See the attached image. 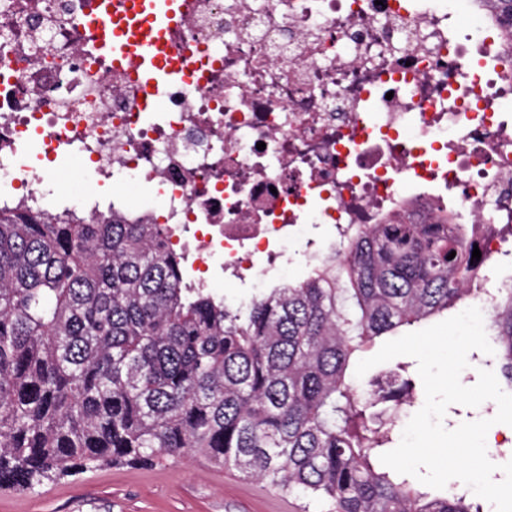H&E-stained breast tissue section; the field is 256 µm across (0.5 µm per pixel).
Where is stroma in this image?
Segmentation results:
<instances>
[{"instance_id": "1", "label": "stroma", "mask_w": 512, "mask_h": 512, "mask_svg": "<svg viewBox=\"0 0 512 512\" xmlns=\"http://www.w3.org/2000/svg\"><path fill=\"white\" fill-rule=\"evenodd\" d=\"M288 256V266L280 272L259 256L242 277L216 273L214 289L236 303L251 298L258 282L280 285L304 278L307 259L299 254L296 240H289ZM0 512H325V507L193 456L152 467L86 471L31 491L0 490Z\"/></svg>"}]
</instances>
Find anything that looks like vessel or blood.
I'll return each mask as SVG.
<instances>
[{
  "label": "vessel or blood",
  "instance_id": "b4317fda",
  "mask_svg": "<svg viewBox=\"0 0 512 512\" xmlns=\"http://www.w3.org/2000/svg\"><path fill=\"white\" fill-rule=\"evenodd\" d=\"M97 5L89 18L97 46L111 51L115 64L139 66L146 87L154 88L172 32L192 15L195 0H97Z\"/></svg>",
  "mask_w": 512,
  "mask_h": 512
}]
</instances>
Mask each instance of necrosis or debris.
<instances>
[{"label":"necrosis or debris","instance_id":"necrosis-or-debris-1","mask_svg":"<svg viewBox=\"0 0 512 512\" xmlns=\"http://www.w3.org/2000/svg\"><path fill=\"white\" fill-rule=\"evenodd\" d=\"M91 4L0 0V204L57 210L77 147L73 203L166 226L203 285L297 225L512 208V55L469 0H196L158 112Z\"/></svg>","mask_w":512,"mask_h":512}]
</instances>
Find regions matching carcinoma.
<instances>
[{
  "label": "carcinoma",
  "instance_id": "1",
  "mask_svg": "<svg viewBox=\"0 0 512 512\" xmlns=\"http://www.w3.org/2000/svg\"><path fill=\"white\" fill-rule=\"evenodd\" d=\"M476 2L511 42L512 0ZM453 219L352 224L342 257L232 304L160 224L1 208L0 489L193 454L331 512H481L381 463L407 365L350 378L375 340L474 300L476 225ZM497 294L489 365L512 386V281Z\"/></svg>",
  "mask_w": 512,
  "mask_h": 512
}]
</instances>
